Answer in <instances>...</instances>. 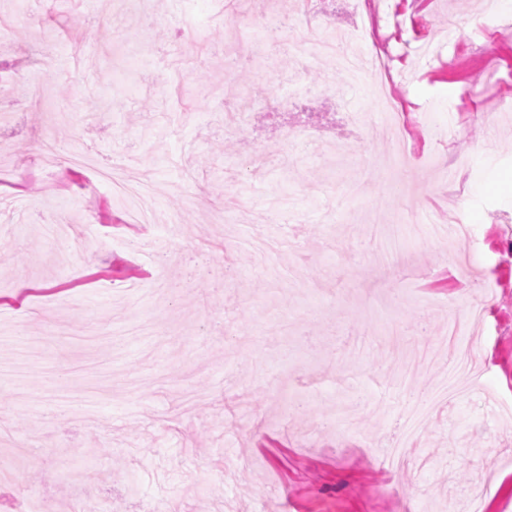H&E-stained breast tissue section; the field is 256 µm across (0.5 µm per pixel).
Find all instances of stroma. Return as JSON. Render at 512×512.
I'll list each match as a JSON object with an SVG mask.
<instances>
[{
  "mask_svg": "<svg viewBox=\"0 0 512 512\" xmlns=\"http://www.w3.org/2000/svg\"><path fill=\"white\" fill-rule=\"evenodd\" d=\"M386 2L401 143L378 116L348 125L372 77L314 51L355 29L354 0L310 16L264 0L288 23L232 76L226 47L262 28L244 0H152L148 19L0 0V333L40 339L23 379L0 374V512H80L85 488L104 512H466L475 493L481 512H512V85L489 79L512 72V0ZM167 58L187 61L189 91ZM231 113L249 122L228 139ZM48 130L78 158L54 176L31 149ZM115 163L150 175L178 232L88 190ZM393 174L405 195L383 194ZM407 210L432 221L386 262L375 237ZM475 297L462 343L481 376L391 469L386 448L447 369L403 385L402 361ZM138 320L154 333H128Z\"/></svg>",
  "mask_w": 512,
  "mask_h": 512,
  "instance_id": "obj_1",
  "label": "stroma"
}]
</instances>
